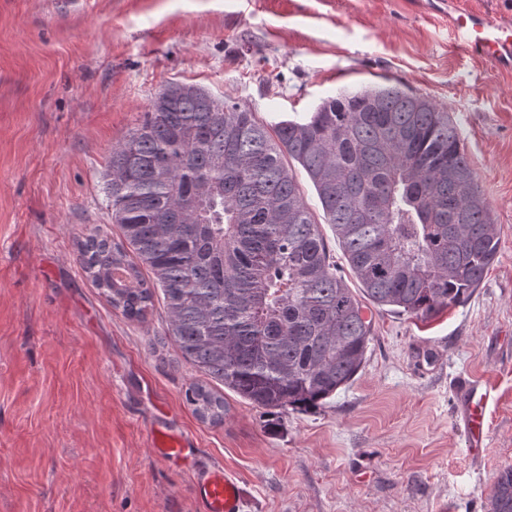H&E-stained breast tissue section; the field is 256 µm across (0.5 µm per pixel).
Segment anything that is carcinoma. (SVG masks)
Masks as SVG:
<instances>
[{
    "label": "carcinoma",
    "instance_id": "cac0c4a2",
    "mask_svg": "<svg viewBox=\"0 0 512 512\" xmlns=\"http://www.w3.org/2000/svg\"><path fill=\"white\" fill-rule=\"evenodd\" d=\"M167 90L112 150L105 193L124 242L90 236L84 268L134 319L161 289L184 358L268 414L352 384L374 336L367 311L431 319L495 263L491 205L431 100L374 87L271 132L238 103L214 112L203 89ZM288 159L312 182L359 292L337 274ZM191 401L200 418L223 420V396L199 387ZM491 512H512L511 467Z\"/></svg>",
    "mask_w": 512,
    "mask_h": 512
}]
</instances>
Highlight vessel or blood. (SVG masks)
<instances>
[{"instance_id":"b4317fda","label":"vessel or blood","mask_w":512,"mask_h":512,"mask_svg":"<svg viewBox=\"0 0 512 512\" xmlns=\"http://www.w3.org/2000/svg\"><path fill=\"white\" fill-rule=\"evenodd\" d=\"M453 26L463 42L496 67L512 65V24H497L483 15L461 13ZM466 431V446L470 454L483 447L485 412L492 388L483 381L457 377L454 385ZM152 442L160 457L169 461L184 459L185 442L181 437L152 429ZM199 512H242L244 496L237 477L228 471L212 469L201 474L195 484Z\"/></svg>"}]
</instances>
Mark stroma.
I'll return each instance as SVG.
<instances>
[{
    "label": "stroma",
    "mask_w": 512,
    "mask_h": 512,
    "mask_svg": "<svg viewBox=\"0 0 512 512\" xmlns=\"http://www.w3.org/2000/svg\"><path fill=\"white\" fill-rule=\"evenodd\" d=\"M167 84L273 126L342 91L397 86L457 123L498 257L462 304L381 311L355 381L271 422L169 336L162 293L133 320L82 264L122 242L114 147ZM493 388L480 456L456 376ZM224 397L201 419L186 392ZM191 444L161 459L149 427ZM512 467V71L461 49L437 0H0V512H197L198 471L234 473L245 512H490Z\"/></svg>",
    "instance_id": "obj_1"
}]
</instances>
